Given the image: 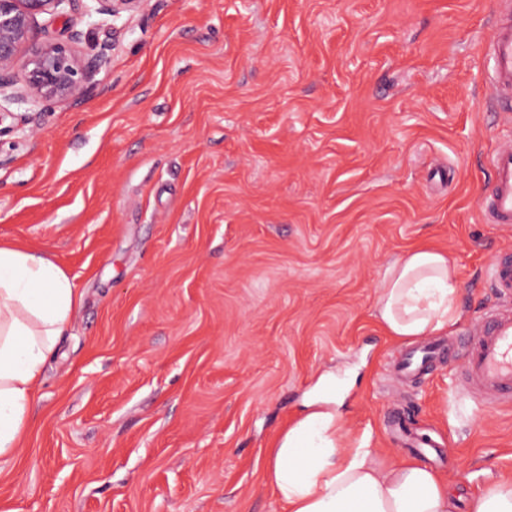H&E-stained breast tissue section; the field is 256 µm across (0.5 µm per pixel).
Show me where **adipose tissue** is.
<instances>
[{
  "label": "adipose tissue",
  "instance_id": "ef3b65f1",
  "mask_svg": "<svg viewBox=\"0 0 512 512\" xmlns=\"http://www.w3.org/2000/svg\"><path fill=\"white\" fill-rule=\"evenodd\" d=\"M457 270L417 247L387 264L376 309L387 335L435 336L453 325ZM79 300L49 257L0 245V457L14 455L32 400ZM265 477L287 512H457L447 479L414 459L386 466L368 440L348 445L338 411L316 408L274 443Z\"/></svg>",
  "mask_w": 512,
  "mask_h": 512
}]
</instances>
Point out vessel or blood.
Returning a JSON list of instances; mask_svg holds the SVG:
<instances>
[{
    "label": "vessel or blood",
    "instance_id": "vessel-or-blood-1",
    "mask_svg": "<svg viewBox=\"0 0 512 512\" xmlns=\"http://www.w3.org/2000/svg\"><path fill=\"white\" fill-rule=\"evenodd\" d=\"M488 107L512 112V0H503L485 41ZM493 184L480 207L493 224L512 226V145H499L491 159ZM490 285L502 300L481 319L465 352L462 384L486 395L492 405L512 403V254L496 256ZM418 361L403 363L405 375L427 369L429 362L446 354L445 346L423 343L414 348Z\"/></svg>",
    "mask_w": 512,
    "mask_h": 512
}]
</instances>
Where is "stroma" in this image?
Instances as JSON below:
<instances>
[{"label":"stroma","mask_w":512,"mask_h":512,"mask_svg":"<svg viewBox=\"0 0 512 512\" xmlns=\"http://www.w3.org/2000/svg\"><path fill=\"white\" fill-rule=\"evenodd\" d=\"M499 0H145L39 19L109 42L75 105L0 120V244L47 254L81 303L0 459V512H286L272 441L339 398L380 463L414 452L472 512L512 481V405L458 363L404 382L375 306L385 266L427 246L456 265L455 339L496 302L512 228L487 223L495 148L480 43ZM95 2L94 6H87L89 13L94 12L99 15L114 17L120 12L131 11L140 0H88Z\"/></svg>","instance_id":"obj_1"}]
</instances>
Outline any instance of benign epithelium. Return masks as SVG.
I'll return each mask as SVG.
<instances>
[{
    "instance_id": "benign-epithelium-1",
    "label": "benign epithelium",
    "mask_w": 512,
    "mask_h": 512,
    "mask_svg": "<svg viewBox=\"0 0 512 512\" xmlns=\"http://www.w3.org/2000/svg\"><path fill=\"white\" fill-rule=\"evenodd\" d=\"M74 0H0V112L24 100L43 109L52 104L74 103L95 85V76L108 60L111 45L100 44L90 58L79 55L73 44L83 33L74 31L66 41L37 35L38 17L60 15ZM88 12L114 17L135 8L140 0H93ZM22 73L23 90L8 91L15 72Z\"/></svg>"
}]
</instances>
